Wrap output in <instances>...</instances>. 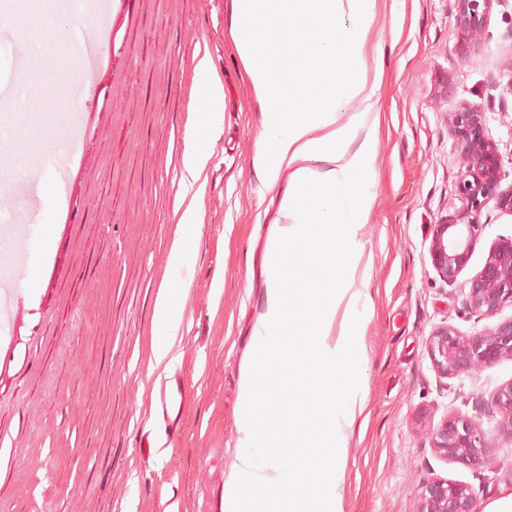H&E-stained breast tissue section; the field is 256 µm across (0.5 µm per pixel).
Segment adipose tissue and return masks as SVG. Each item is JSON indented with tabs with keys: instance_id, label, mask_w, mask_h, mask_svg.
<instances>
[{
	"instance_id": "adipose-tissue-1",
	"label": "adipose tissue",
	"mask_w": 512,
	"mask_h": 512,
	"mask_svg": "<svg viewBox=\"0 0 512 512\" xmlns=\"http://www.w3.org/2000/svg\"><path fill=\"white\" fill-rule=\"evenodd\" d=\"M381 0H232L230 34L264 121L251 164L266 189L288 186L279 216L267 228L264 310L253 328L254 349L271 355L270 377L255 359L240 374L238 449L224 482L222 512H244L246 488L280 492L273 508L286 512L297 488L315 485L325 512H342L344 448L365 409L360 363L354 355L372 305L355 280L365 245L359 232L376 194L385 55L370 36ZM200 101L184 168L198 179L210 157L208 134L224 110V88L214 79L197 88ZM360 110L349 111L351 102ZM317 255L320 286L287 291L284 273L301 250ZM182 320L176 291L163 294L154 315L158 359L172 351ZM316 380L302 388L301 377ZM304 393L328 419L316 460L295 453L283 470L272 448L256 436L277 418L279 396Z\"/></svg>"
}]
</instances>
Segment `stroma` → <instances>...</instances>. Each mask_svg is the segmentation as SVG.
<instances>
[{"label": "stroma", "instance_id": "stroma-1", "mask_svg": "<svg viewBox=\"0 0 512 512\" xmlns=\"http://www.w3.org/2000/svg\"><path fill=\"white\" fill-rule=\"evenodd\" d=\"M0 10L10 15L0 21V97L19 85L18 42L33 26L58 46L39 67L60 76L73 100L68 111L37 113L18 145L27 167L55 160L68 207L54 215L39 288L21 290L0 341V512H220L279 204L251 165L263 116L229 34L231 0H89L85 20L108 19L111 29L94 97L80 91V31L67 0H5ZM489 31L490 41L474 44L454 0H383L371 27L386 57L376 202L360 230L373 305L360 348L364 423L345 450L343 512H416L422 484L435 479L472 486L482 508L512 487V440L498 437V414L475 409L512 382V357L443 378L425 346L446 324L467 335L490 326L466 310L468 282L493 245L512 239V216L490 204L456 282L431 264L434 226L460 205L449 126L462 103L483 105L512 182V0L494 7ZM207 76L224 87V117L189 189L184 154ZM14 192L15 206L0 208V252L25 251L43 230L28 220L27 175L17 174ZM191 204L199 223L176 273L169 255ZM177 280L182 321L161 368L153 315ZM167 376L184 396L166 414ZM452 411L479 414L493 434L489 468L432 448L431 430Z\"/></svg>", "mask_w": 512, "mask_h": 512}]
</instances>
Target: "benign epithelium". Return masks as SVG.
Listing matches in <instances>:
<instances>
[{
    "instance_id": "benign-epithelium-1",
    "label": "benign epithelium",
    "mask_w": 512,
    "mask_h": 512,
    "mask_svg": "<svg viewBox=\"0 0 512 512\" xmlns=\"http://www.w3.org/2000/svg\"><path fill=\"white\" fill-rule=\"evenodd\" d=\"M454 2L460 24L471 37L478 42L489 38L493 7L500 0ZM450 132L462 159L460 207L454 216L435 224L429 246L431 264L447 283L455 282L470 260L483 231V208L493 201L498 210L512 216V184L501 188L502 163L497 145L486 134L483 106L460 105ZM507 305L512 306V241L490 248L483 267L470 279L465 298V307L483 318L497 316ZM426 347L434 368L446 378L491 367L512 357V318L473 335L448 325L438 327L428 336ZM492 407L500 417L501 436L512 440V382L495 391ZM431 445L445 457L479 471L489 462L493 441L478 417L450 412L433 429ZM417 512H479L477 493L467 484L432 480L421 488Z\"/></svg>"
}]
</instances>
